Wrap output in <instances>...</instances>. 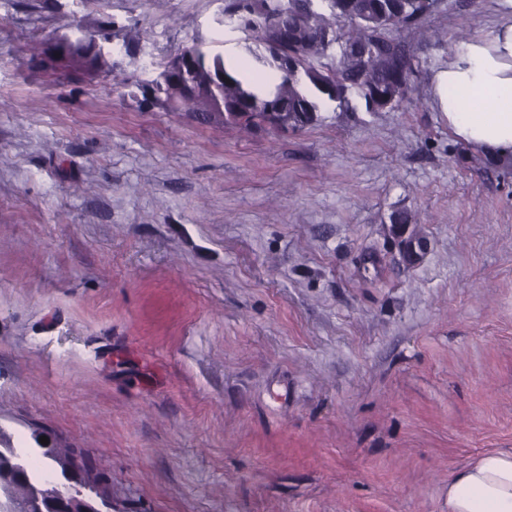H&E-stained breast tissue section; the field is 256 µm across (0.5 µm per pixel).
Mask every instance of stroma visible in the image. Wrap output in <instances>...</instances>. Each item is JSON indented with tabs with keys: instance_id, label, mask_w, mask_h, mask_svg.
Masks as SVG:
<instances>
[{
	"instance_id": "obj_1",
	"label": "stroma",
	"mask_w": 512,
	"mask_h": 512,
	"mask_svg": "<svg viewBox=\"0 0 512 512\" xmlns=\"http://www.w3.org/2000/svg\"><path fill=\"white\" fill-rule=\"evenodd\" d=\"M223 8L0 0V430L75 449L114 512H448L512 451V160L431 103L498 0L393 30L416 71L391 110L248 131L143 105L171 57L232 55ZM84 31L128 49L48 63ZM54 53L56 60L85 72H97L108 64L103 55L93 50L92 41L87 42L83 38L56 44ZM411 217L405 212H398L392 216L393 223L391 229L393 235L400 241L403 253L409 260H415L418 257L419 250L424 247V242L415 231L416 224H407Z\"/></svg>"
}]
</instances>
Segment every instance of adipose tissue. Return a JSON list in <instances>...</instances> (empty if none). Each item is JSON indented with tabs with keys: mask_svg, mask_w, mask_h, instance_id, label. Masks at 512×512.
Returning <instances> with one entry per match:
<instances>
[{
	"mask_svg": "<svg viewBox=\"0 0 512 512\" xmlns=\"http://www.w3.org/2000/svg\"><path fill=\"white\" fill-rule=\"evenodd\" d=\"M434 103L459 142L512 158V16L449 57ZM448 512H512V451L484 453L450 479Z\"/></svg>",
	"mask_w": 512,
	"mask_h": 512,
	"instance_id": "ef3b65f1",
	"label": "adipose tissue"
}]
</instances>
